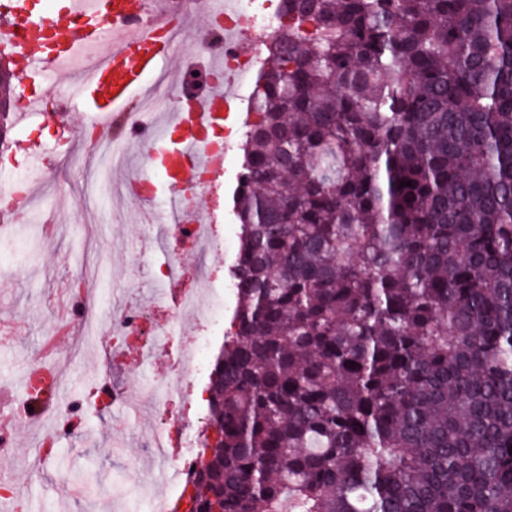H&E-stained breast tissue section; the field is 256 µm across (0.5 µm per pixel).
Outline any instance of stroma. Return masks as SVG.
<instances>
[{
	"label": "stroma",
	"instance_id": "1",
	"mask_svg": "<svg viewBox=\"0 0 512 512\" xmlns=\"http://www.w3.org/2000/svg\"><path fill=\"white\" fill-rule=\"evenodd\" d=\"M25 92L44 100L62 94L70 126L62 128L47 112H31L27 129L12 130L8 150L0 153L2 160L25 165L30 151L39 149L47 172L44 201L32 210L31 223L0 235V417L24 393L28 368L39 359L63 376L61 399L79 396L88 404L76 432L52 448L46 445L50 421L12 423L13 453L0 463V482L10 486L21 512H97L104 504L109 512H145L147 504L131 495L127 475L134 470L143 480L151 478L146 463L153 412L145 406L131 417L122 406L100 407L90 398L94 382L112 370H121L123 382L137 389L151 374L165 372L167 359L147 368L135 344L116 351L107 339L82 340L77 328L55 335L47 329L65 308L74 278L106 296L108 306L135 307L158 291L155 265L177 256L189 266L194 256L172 239L151 247L149 256L136 253L142 234L137 218L147 203L129 195L101 207L84 198L96 160L79 131L91 113L48 66ZM50 214L56 229L48 235L43 226Z\"/></svg>",
	"mask_w": 512,
	"mask_h": 512
}]
</instances>
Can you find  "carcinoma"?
Wrapping results in <instances>:
<instances>
[{
	"mask_svg": "<svg viewBox=\"0 0 512 512\" xmlns=\"http://www.w3.org/2000/svg\"><path fill=\"white\" fill-rule=\"evenodd\" d=\"M279 17L193 512H512V0Z\"/></svg>",
	"mask_w": 512,
	"mask_h": 512,
	"instance_id": "cac0c4a2",
	"label": "carcinoma"
}]
</instances>
